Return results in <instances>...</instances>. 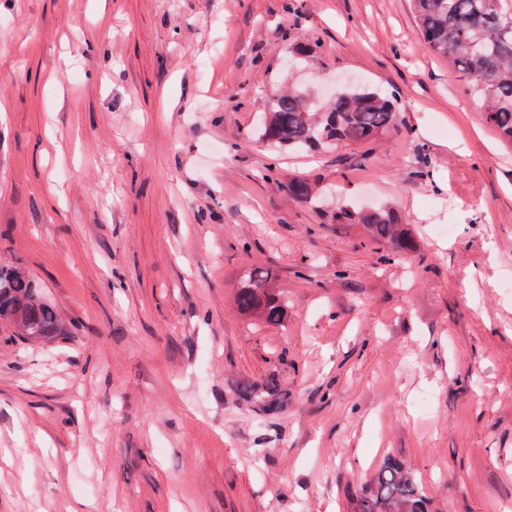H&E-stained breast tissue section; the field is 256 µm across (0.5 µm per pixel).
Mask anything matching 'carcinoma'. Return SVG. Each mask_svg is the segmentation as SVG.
<instances>
[{
	"mask_svg": "<svg viewBox=\"0 0 512 512\" xmlns=\"http://www.w3.org/2000/svg\"><path fill=\"white\" fill-rule=\"evenodd\" d=\"M424 42L450 60L470 82L469 90L485 102L484 120L512 144V0H410ZM397 120L394 103L377 91H340L317 106L299 90L271 93L259 137L269 144L299 149H332L377 137ZM302 202L317 199L305 179L289 183ZM340 224H358L373 237L390 243L398 253L415 249L408 225L390 210L335 213ZM238 311L266 324H278L285 303L272 275L256 267L246 274L236 294ZM0 321L24 339L54 336L59 324L53 306L40 296L33 280L17 269L0 268ZM277 380L269 378L248 391L265 413L277 409ZM357 512H431L428 498L402 464L390 460L377 469L358 499Z\"/></svg>",
	"mask_w": 512,
	"mask_h": 512,
	"instance_id": "1",
	"label": "carcinoma"
}]
</instances>
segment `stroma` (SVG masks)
Wrapping results in <instances>:
<instances>
[{
  "instance_id": "stroma-1",
  "label": "stroma",
  "mask_w": 512,
  "mask_h": 512,
  "mask_svg": "<svg viewBox=\"0 0 512 512\" xmlns=\"http://www.w3.org/2000/svg\"><path fill=\"white\" fill-rule=\"evenodd\" d=\"M282 5L0 0V266L61 328L0 323V512H356L389 459L432 512L512 505V144L409 0ZM337 80L395 125L259 138L271 88ZM340 205L393 210L415 250ZM256 266L279 325L237 310ZM271 375L268 416L242 390Z\"/></svg>"
}]
</instances>
